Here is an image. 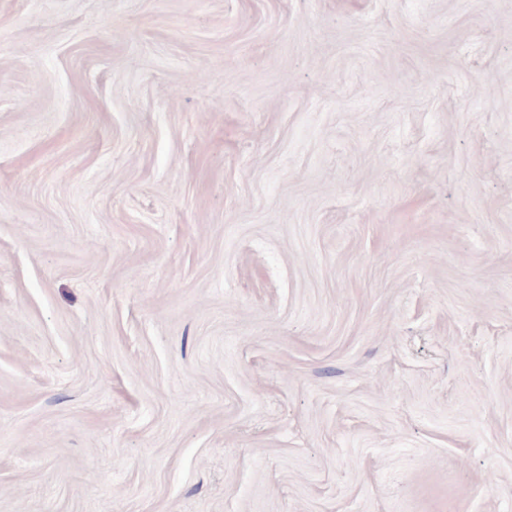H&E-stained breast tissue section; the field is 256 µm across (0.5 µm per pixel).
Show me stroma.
Masks as SVG:
<instances>
[{
    "label": "stroma",
    "instance_id": "obj_1",
    "mask_svg": "<svg viewBox=\"0 0 512 512\" xmlns=\"http://www.w3.org/2000/svg\"><path fill=\"white\" fill-rule=\"evenodd\" d=\"M0 512H512V0H0Z\"/></svg>",
    "mask_w": 512,
    "mask_h": 512
}]
</instances>
